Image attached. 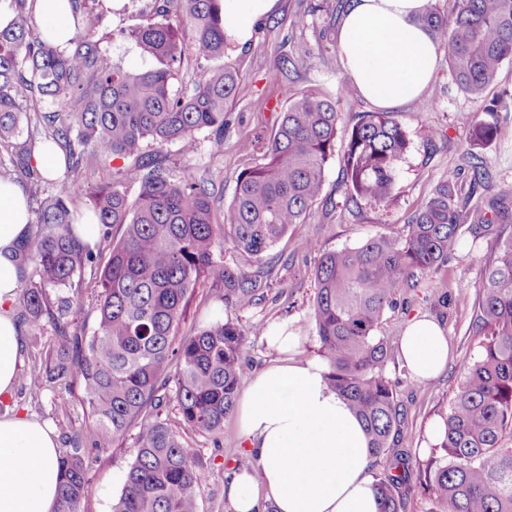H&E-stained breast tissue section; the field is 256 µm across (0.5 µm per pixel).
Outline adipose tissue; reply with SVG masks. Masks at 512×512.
Masks as SVG:
<instances>
[{"instance_id": "obj_1", "label": "adipose tissue", "mask_w": 512, "mask_h": 512, "mask_svg": "<svg viewBox=\"0 0 512 512\" xmlns=\"http://www.w3.org/2000/svg\"><path fill=\"white\" fill-rule=\"evenodd\" d=\"M277 0H224L227 41L244 43L255 20ZM428 0H349L337 51L350 82L382 109L417 99L432 83L437 44L420 24ZM21 185L0 180V394L16 382L22 342L7 305L21 273L15 244L28 235ZM267 346L278 364L255 377L238 403L240 435L255 450L260 475L234 472L224 487L234 512H380L368 472L372 459L361 421L328 385L325 365L299 359V339L287 324L272 326ZM400 352L420 381L448 363V338L422 316L405 328ZM62 474L57 442L46 424L0 415V512H54Z\"/></svg>"}]
</instances>
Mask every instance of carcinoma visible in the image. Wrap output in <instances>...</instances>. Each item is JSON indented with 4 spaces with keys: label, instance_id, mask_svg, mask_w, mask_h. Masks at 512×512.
<instances>
[{
    "label": "carcinoma",
    "instance_id": "obj_1",
    "mask_svg": "<svg viewBox=\"0 0 512 512\" xmlns=\"http://www.w3.org/2000/svg\"><path fill=\"white\" fill-rule=\"evenodd\" d=\"M4 2L10 21L0 29V178L44 181L31 166L38 139L64 160L48 195H28L31 230L15 249L21 274L32 265L39 278L22 287L17 318L33 330L49 325L54 332L44 366L27 376L29 394L37 398L52 383L55 402L64 407L78 390L89 419L59 455L55 512H79L91 454L105 452L136 424V458L112 512H199L195 489L208 475L160 418L163 392L174 383L187 428L219 433L236 407L247 333L260 327L247 330L228 318L176 340L190 290L209 279L224 287L227 308L260 300V275L224 265L217 250L228 243L258 259L292 226L306 223L335 153L341 113L336 101L314 93L287 97L265 161L239 172L224 223L217 224L214 191L173 179L163 160L143 149L176 144L191 154L196 134L207 131L211 152H223L226 112L241 83L237 70L220 64L224 0H151L141 23L127 33L150 60L139 70L125 68L105 46L112 34L103 31L95 0H69L75 29L62 47L37 28L35 0ZM457 2L452 17L429 8L420 22L447 50L457 86L479 98L503 63L512 61V0ZM189 56L206 75L192 93L180 94L172 80ZM463 122L470 131V186H481V152L498 129L469 117ZM408 145L386 112L368 113L352 125L341 175L354 204L392 198ZM89 170L106 176L94 193L84 186ZM128 178L139 185L133 200L124 189ZM82 199L109 242L103 264L74 232ZM463 230L472 244L485 243L494 254L482 274L474 319L481 351L444 417L442 442L417 477L429 491L430 512H512L511 187L494 194L487 209L473 210L462 187L446 180L401 238L374 235L334 251L310 240L308 250L317 257L315 333L329 385L362 421L372 457H380L395 444L396 387L408 369L396 366L399 375L391 376L378 325L417 275L448 263ZM85 267L101 268L90 336L70 318L71 296L49 293L75 291L73 278ZM391 468L398 473L374 480L380 512H405L400 489L411 478L408 455L393 450Z\"/></svg>",
    "mask_w": 512,
    "mask_h": 512
}]
</instances>
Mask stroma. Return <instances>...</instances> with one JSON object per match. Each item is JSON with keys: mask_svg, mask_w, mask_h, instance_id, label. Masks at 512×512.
I'll return each mask as SVG.
<instances>
[{"mask_svg": "<svg viewBox=\"0 0 512 512\" xmlns=\"http://www.w3.org/2000/svg\"><path fill=\"white\" fill-rule=\"evenodd\" d=\"M335 9L336 0H278L272 13L255 22L249 39L231 46L224 54L225 64L241 72L243 84L226 114L223 154H212L209 136L204 132L197 135L194 154H181L173 144L165 146L174 178L190 177L211 183L221 193V200L214 205L215 215H223L230 204L238 173L261 163L287 94L315 92L334 97L337 110L348 124L373 111V104L360 92L346 96L339 93L344 70L336 50L340 25L331 18ZM428 95L432 99L428 110H419L417 101L412 100L389 111L410 140V147L398 164L391 201L359 207L347 202L346 188L340 183L346 141L338 139L337 152L326 166L322 194L312 205L307 223L295 225L258 262L230 247L222 249L221 259L226 265L260 272L265 283L261 301L244 309L228 310L218 285L207 280L200 282L180 325V336L193 335L203 326L226 318L239 321L246 328L255 323L268 327L284 321L289 331L301 338L299 358L319 357L312 319L315 256L307 251L306 241L317 239L323 250L332 251L356 246L377 233L403 236L411 216L440 183L469 179L464 155L468 128L460 124L461 115L493 121L498 126L495 141L483 152L490 188L473 192L470 206L483 207L490 192L512 187V61L503 64L496 83L485 97L475 99L455 84L448 69V54L440 52L436 79ZM243 142L250 143V153L240 151ZM471 241L469 233H462L447 266L421 275L417 288L398 296L379 327L396 359L401 356L400 336L414 316L429 315L439 322L448 338L445 370L427 382L406 379L397 392L403 410L399 437L415 464L431 455L434 445L426 436L427 428L431 421L447 412L466 365L480 351V339L473 331L471 297L477 292L490 253L483 247L472 248ZM462 288L469 295L468 301L458 299L457 293ZM437 291L448 294L446 311L434 310L431 305L430 296ZM22 335V361L15 387L11 394L0 398V406L47 423L57 436L58 447H65L67 434L83 429L87 416L77 402L66 410L57 408L54 387H47L36 399L29 395L26 376L45 359L52 345L53 331L48 326L37 331L26 327ZM161 417L182 436L196 462L209 474L208 481L195 490L199 512H233L224 495V486L233 471L247 468L255 459L239 434L237 415L228 416L223 431L215 436L187 429L175 402H167ZM136 453V433L131 430L92 462L88 494L81 503V512H112V502L122 490L120 480Z\"/></svg>", "mask_w": 512, "mask_h": 512, "instance_id": "1", "label": "stroma"}]
</instances>
